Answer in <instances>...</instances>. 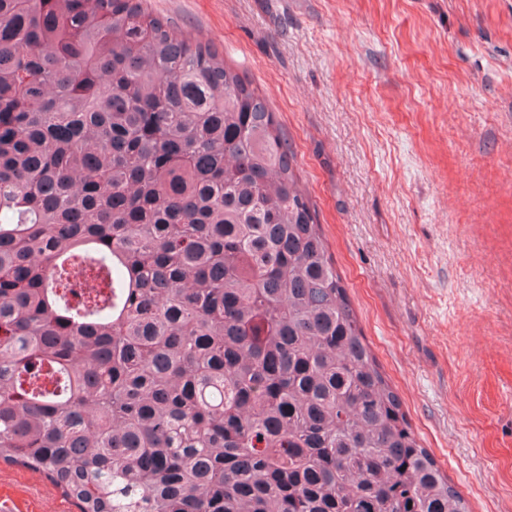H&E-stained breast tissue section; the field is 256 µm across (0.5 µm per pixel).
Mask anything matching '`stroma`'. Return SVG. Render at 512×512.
I'll return each instance as SVG.
<instances>
[{
	"instance_id": "1",
	"label": "stroma",
	"mask_w": 512,
	"mask_h": 512,
	"mask_svg": "<svg viewBox=\"0 0 512 512\" xmlns=\"http://www.w3.org/2000/svg\"><path fill=\"white\" fill-rule=\"evenodd\" d=\"M149 6L267 100L420 443L472 512H512V0Z\"/></svg>"
}]
</instances>
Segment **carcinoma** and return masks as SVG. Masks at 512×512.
Masks as SVG:
<instances>
[{"instance_id":"obj_1","label":"carcinoma","mask_w":512,"mask_h":512,"mask_svg":"<svg viewBox=\"0 0 512 512\" xmlns=\"http://www.w3.org/2000/svg\"><path fill=\"white\" fill-rule=\"evenodd\" d=\"M0 462L78 512H471L275 113L145 0H0Z\"/></svg>"}]
</instances>
